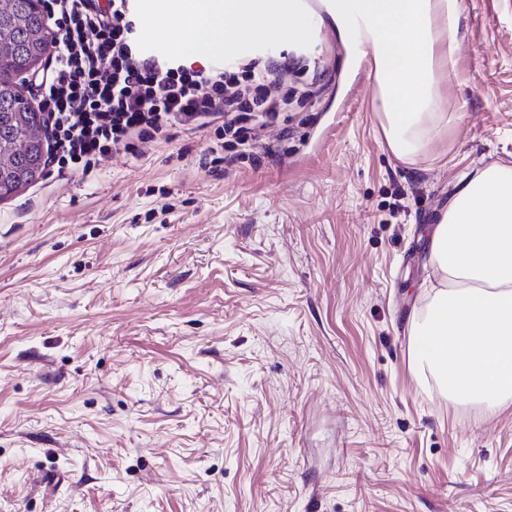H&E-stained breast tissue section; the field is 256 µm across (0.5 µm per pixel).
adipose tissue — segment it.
<instances>
[{"label": "adipose tissue", "instance_id": "adipose-tissue-1", "mask_svg": "<svg viewBox=\"0 0 512 512\" xmlns=\"http://www.w3.org/2000/svg\"><path fill=\"white\" fill-rule=\"evenodd\" d=\"M343 41L369 48L390 150L414 162L448 133L439 106L455 74L459 0H334ZM149 45L208 68L225 50L304 37L293 0H138ZM439 277L410 321L412 363L450 403L495 412L512 405V167L491 164L458 189L435 225Z\"/></svg>", "mask_w": 512, "mask_h": 512}]
</instances>
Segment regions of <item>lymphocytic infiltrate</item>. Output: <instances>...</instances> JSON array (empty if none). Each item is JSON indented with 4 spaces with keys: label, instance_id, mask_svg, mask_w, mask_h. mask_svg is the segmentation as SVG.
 <instances>
[{
    "label": "lymphocytic infiltrate",
    "instance_id": "lymphocytic-infiltrate-1",
    "mask_svg": "<svg viewBox=\"0 0 512 512\" xmlns=\"http://www.w3.org/2000/svg\"><path fill=\"white\" fill-rule=\"evenodd\" d=\"M54 37L50 64L33 85L51 132L58 174L90 173L137 145L175 130L213 133L214 164L249 157L262 130L288 117L299 61L255 57L224 68L189 69L143 49L131 0H44ZM282 91L270 95L269 85Z\"/></svg>",
    "mask_w": 512,
    "mask_h": 512
}]
</instances>
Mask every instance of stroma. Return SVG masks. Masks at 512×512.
<instances>
[{
    "label": "stroma",
    "instance_id": "stroma-1",
    "mask_svg": "<svg viewBox=\"0 0 512 512\" xmlns=\"http://www.w3.org/2000/svg\"><path fill=\"white\" fill-rule=\"evenodd\" d=\"M460 4L455 119L415 163L322 13L275 156L180 133L0 201V512H512V406L410 357L430 227L512 165V0Z\"/></svg>",
    "mask_w": 512,
    "mask_h": 512
}]
</instances>
